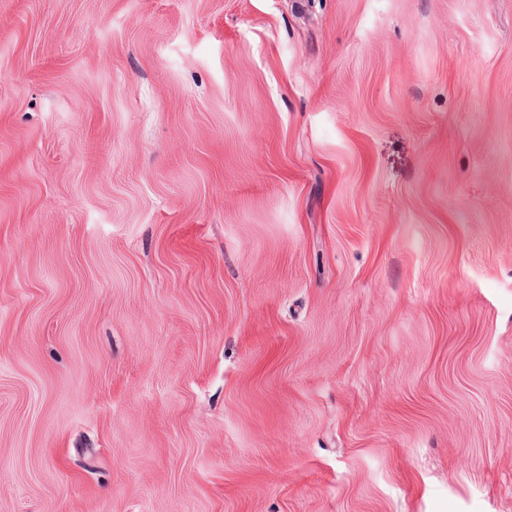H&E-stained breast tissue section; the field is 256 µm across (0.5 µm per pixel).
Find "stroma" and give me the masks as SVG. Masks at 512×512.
I'll return each mask as SVG.
<instances>
[{
	"label": "stroma",
	"mask_w": 512,
	"mask_h": 512,
	"mask_svg": "<svg viewBox=\"0 0 512 512\" xmlns=\"http://www.w3.org/2000/svg\"><path fill=\"white\" fill-rule=\"evenodd\" d=\"M0 512H512V0H0Z\"/></svg>",
	"instance_id": "obj_1"
}]
</instances>
